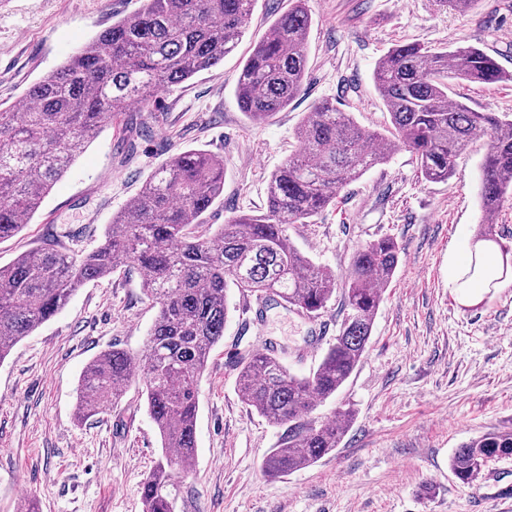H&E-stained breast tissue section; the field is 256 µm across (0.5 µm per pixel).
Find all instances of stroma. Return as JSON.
<instances>
[{
  "label": "stroma",
  "mask_w": 512,
  "mask_h": 512,
  "mask_svg": "<svg viewBox=\"0 0 512 512\" xmlns=\"http://www.w3.org/2000/svg\"><path fill=\"white\" fill-rule=\"evenodd\" d=\"M140 0H0V107L77 53ZM312 16L303 88L288 108L249 122L234 96L239 69L288 0H256L246 32L222 64L158 94L142 117L152 127L127 154L118 131L91 140L20 233L0 242V266L63 232L62 251L88 252L152 172L178 151L224 158V193L205 221L222 224L264 209L269 177L298 149L305 112L330 101L363 127L390 123L373 82L378 60L398 44L434 50L474 45L512 72V0L472 9L435 0H308ZM449 94L479 112L512 118V82H451ZM486 137L459 156L448 180L428 182L412 154L394 152L309 224H292V244L317 265L344 275L356 249L394 237L400 262L376 315L367 353L336 398L353 418L337 448L284 477L263 474L279 431L242 402L237 360L263 341L281 346L292 372L309 373L343 319L340 296L318 317L286 306L259 310L230 289L223 340L200 384L197 455L177 479L175 512H512V456L491 460L460 482L449 461L463 444L512 431V282L462 298L448 262L479 233L480 174ZM158 308L133 267L88 282L67 305L0 363V512L35 499L39 512H142L141 486L162 456L141 388L94 417H76L87 364L112 347L141 351Z\"/></svg>",
  "instance_id": "stroma-1"
}]
</instances>
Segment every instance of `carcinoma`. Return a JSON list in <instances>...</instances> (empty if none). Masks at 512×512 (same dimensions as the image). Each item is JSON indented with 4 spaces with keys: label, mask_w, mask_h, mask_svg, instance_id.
Listing matches in <instances>:
<instances>
[{
    "label": "carcinoma",
    "mask_w": 512,
    "mask_h": 512,
    "mask_svg": "<svg viewBox=\"0 0 512 512\" xmlns=\"http://www.w3.org/2000/svg\"><path fill=\"white\" fill-rule=\"evenodd\" d=\"M255 2L141 0L137 11L32 84L21 108H0V241L31 222L54 183L103 128L117 124L132 105L145 108L159 93L223 62L242 38ZM311 23L307 0H289L243 63L235 96L250 121L267 120L300 94ZM452 79L495 84L512 81V74L474 46L393 47L374 72L391 126L365 129L330 102L314 105L296 129L299 150L269 178L264 211L237 214L213 231L203 215L224 194V157L197 149L172 155L112 218L95 250L69 255L47 244L0 267V362L86 283L122 267L138 268L144 293L158 305L144 349L114 347L92 360L78 387L77 409L89 418L120 400L131 383L141 384L163 448V460L142 486L143 512H175V475L190 473L195 459L200 383L211 350L224 337L228 288L312 315L336 291V275L294 248L288 225L311 222L339 188L399 149L412 153L426 180L445 181L460 152L485 135L484 230L476 241L496 242L492 225L512 199V119L453 100ZM400 254L390 236L356 250L342 279L346 315L309 374L292 373L275 354L239 357L242 401L282 430L279 446L262 460L264 472L283 476L337 448L351 411L335 410L333 421L316 411L336 397L366 354ZM502 456H512V432L470 441L449 467L469 483Z\"/></svg>",
    "instance_id": "cac0c4a2"
}]
</instances>
